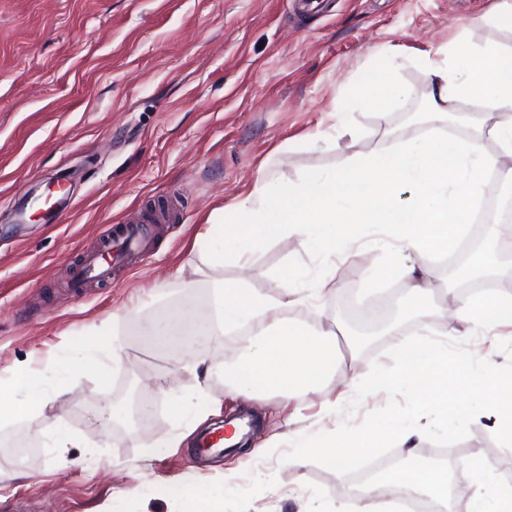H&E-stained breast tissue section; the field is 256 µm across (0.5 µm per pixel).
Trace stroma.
I'll return each mask as SVG.
<instances>
[{"mask_svg":"<svg viewBox=\"0 0 512 512\" xmlns=\"http://www.w3.org/2000/svg\"><path fill=\"white\" fill-rule=\"evenodd\" d=\"M497 5L330 0L303 11L294 0H0V388L13 390L28 364L48 379L70 367L64 397L0 422V446L21 435L32 450L21 479L0 458V512H172L157 492L172 481L223 488L224 512H347L351 477L398 450L397 439L338 475L318 458L304 471L290 468L285 432H360L409 409L411 396L398 388L360 401L349 382L392 368L394 345L418 326L441 332L434 308L456 317L460 295L448 287L446 267L437 266L422 306L352 353L338 303L354 302L364 318L383 316L408 290L395 275L367 278L386 262L383 250L337 259L321 298L293 316L310 332L336 333L340 364L322 386L286 399L229 394L221 366L240 350L220 329L205 345L215 371L203 389L191 357L175 361L146 343L144 331L187 305L211 313L216 280L237 273L233 259L192 289L178 271L196 258L212 211L244 195L260 164L283 187L351 154L420 140L425 123L405 119L412 100H396L379 117L354 104L350 88L385 71L408 89L428 87L423 57L461 36L512 45L510 32L461 27ZM60 180L69 191L53 213L30 202ZM162 208L170 219L155 225L143 260L120 263L110 280L80 294L68 291L85 256L102 252L137 215ZM320 264L295 240L271 241L255 249L247 277L281 295L295 272ZM104 326L115 334L120 366L110 360L116 346H104L94 363L78 355ZM449 346L461 358L512 368V326L462 324ZM135 396L163 406L149 427L128 422ZM186 396L206 412L191 428L169 410ZM251 411L261 424L246 448L196 456L205 432ZM50 415L73 439L62 457L52 448ZM425 445L487 455L496 476L512 477V449L501 447L493 418L432 434ZM147 486L155 494H144Z\"/></svg>","mask_w":512,"mask_h":512,"instance_id":"35a3bbf8","label":"stroma"}]
</instances>
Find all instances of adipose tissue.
<instances>
[{"label":"adipose tissue","mask_w":512,"mask_h":512,"mask_svg":"<svg viewBox=\"0 0 512 512\" xmlns=\"http://www.w3.org/2000/svg\"><path fill=\"white\" fill-rule=\"evenodd\" d=\"M424 64L431 84L429 124L444 127L449 113L464 103L482 107L492 121L498 157L488 156L477 143H452L447 136L430 135L393 151L351 156L333 171L306 175L277 192L264 174H257L243 197L215 209L212 219L220 223L240 267H247L250 254L265 240L293 238L323 257L313 279L299 280L282 297L251 288L241 277L219 281L214 303L224 333L258 327L255 339L224 370L231 390L256 394L272 389L285 395L319 386L334 375L333 341L312 337L304 326L288 322V308L323 289L337 258H351L367 228L380 232L381 247L399 243L388 264L369 270V277L398 273L409 279L410 295L423 301L434 277L432 258L447 250L469 223L487 171L499 158L512 160V48L496 43L475 46L463 39L453 45L449 57L428 56ZM229 213L236 223H225ZM458 314L477 329L512 325V295L464 297ZM393 358L395 368L352 381L351 390L364 399L376 389L395 387L416 399L414 410L395 419L401 445L414 449L429 434L456 432L475 417L491 416L504 447H512V369L453 360L446 340L433 341L423 334L400 342ZM287 438L296 449L290 467L305 469L320 456L341 471L359 451L375 447L381 433L371 428L319 442L295 430ZM461 477L474 488L466 512H512V481L494 476L484 458L467 459ZM162 492L179 512H222L218 491L199 492L175 481ZM412 492L447 499V470L414 465L392 473L383 484L368 486L365 498L354 501L349 512H401L405 496Z\"/></svg>","instance_id":"adipose-tissue-1"}]
</instances>
